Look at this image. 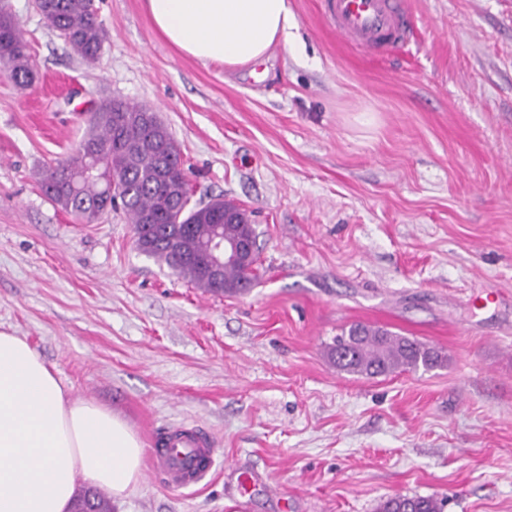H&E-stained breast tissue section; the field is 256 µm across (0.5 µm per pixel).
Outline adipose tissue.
<instances>
[{"label": "adipose tissue", "instance_id": "obj_1", "mask_svg": "<svg viewBox=\"0 0 512 512\" xmlns=\"http://www.w3.org/2000/svg\"><path fill=\"white\" fill-rule=\"evenodd\" d=\"M178 53L242 70L288 46V0H145ZM135 431L71 396L24 337L0 332V512H71L78 483L124 498L142 474Z\"/></svg>", "mask_w": 512, "mask_h": 512}]
</instances>
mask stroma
I'll list each match as a JSON object with an SVG mask.
<instances>
[{"instance_id": "35a3bbf8", "label": "stroma", "mask_w": 512, "mask_h": 512, "mask_svg": "<svg viewBox=\"0 0 512 512\" xmlns=\"http://www.w3.org/2000/svg\"><path fill=\"white\" fill-rule=\"evenodd\" d=\"M297 40L228 74L173 50L144 0H94L108 32L73 54L35 0H9L35 81L0 75V330L143 445L188 422L216 450L181 491L143 471L112 512H377L395 494L512 512V0H407L415 42H340L320 0ZM167 126L196 197L236 201L260 281L216 296L137 248L123 210L85 223L36 172L104 99ZM499 291L495 303L476 296ZM361 322L443 349L374 378L325 347Z\"/></svg>"}]
</instances>
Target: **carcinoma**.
Returning <instances> with one entry per match:
<instances>
[{
    "instance_id": "1",
    "label": "carcinoma",
    "mask_w": 512,
    "mask_h": 512,
    "mask_svg": "<svg viewBox=\"0 0 512 512\" xmlns=\"http://www.w3.org/2000/svg\"><path fill=\"white\" fill-rule=\"evenodd\" d=\"M48 27L84 59L95 58L108 34L98 22L93 0H38ZM8 65L16 86H31L34 74L20 25L0 0V61ZM101 152L99 174L77 177L84 157ZM167 171H159L164 154ZM120 180V203L140 251L166 264L195 287L214 295H233L255 286L260 278L257 234L250 215L232 200L193 201L171 206V191L190 184L179 149L151 109L122 100L102 102L93 112L86 134L68 158L40 169L37 180L49 199L67 213L92 223L116 207L112 177ZM216 224L230 238L253 247L250 261L226 265L219 275L206 269L202 246ZM343 345L326 346L330 363L339 372L367 378L397 372L440 368L447 356L439 349L382 327L354 323L342 332ZM378 512H443V502L431 496L395 495L378 505Z\"/></svg>"
}]
</instances>
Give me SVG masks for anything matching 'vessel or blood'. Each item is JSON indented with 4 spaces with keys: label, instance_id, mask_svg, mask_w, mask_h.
<instances>
[{
    "label": "vessel or blood",
    "instance_id": "vessel-or-blood-1",
    "mask_svg": "<svg viewBox=\"0 0 512 512\" xmlns=\"http://www.w3.org/2000/svg\"><path fill=\"white\" fill-rule=\"evenodd\" d=\"M321 11L350 45L386 51L410 38L405 0H321ZM213 455L207 437L184 427L166 433L151 448V471L171 488H190L207 477Z\"/></svg>",
    "mask_w": 512,
    "mask_h": 512
}]
</instances>
